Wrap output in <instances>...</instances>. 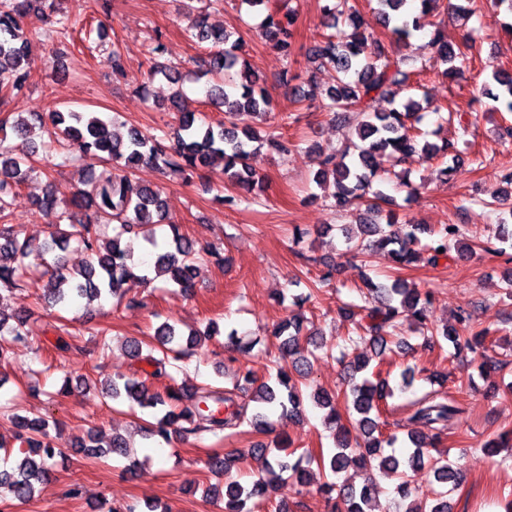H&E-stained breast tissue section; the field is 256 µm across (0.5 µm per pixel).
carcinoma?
I'll list each match as a JSON object with an SVG mask.
<instances>
[{
	"label": "carcinoma",
	"instance_id": "carcinoma-1",
	"mask_svg": "<svg viewBox=\"0 0 512 512\" xmlns=\"http://www.w3.org/2000/svg\"><path fill=\"white\" fill-rule=\"evenodd\" d=\"M436 2L376 0V5L383 23L390 28L391 37L401 42L421 30ZM347 4L348 0H324L322 13L332 33L321 35L307 50L309 61L333 73L336 83L324 89L311 79L299 94L302 101H322L327 111L339 117L346 118L351 113L359 117L354 137L343 149L318 150L316 183L333 178L334 207L362 209L358 234H346L356 257L375 248L384 249L399 269L423 260L436 266L439 261L453 257L472 259L476 251L468 244H460L461 229L457 224H443L437 229L420 224L399 226L394 214L383 215L381 204L389 200L383 185L389 181L390 170L382 163L395 167L415 155L426 159L449 157L453 166L441 169V174L446 176L462 167V159L456 142L443 139L438 144L421 138L415 122L421 119V111L430 108L429 100L410 97L398 103L392 98V88L409 83L412 71L402 68V61L392 57L382 40L361 30L357 12L348 9ZM31 8L32 0H0V91L19 93L32 77L31 39L39 41L42 34H30L23 27V19ZM265 23L273 47L286 57L293 55L292 18L288 16L283 22L268 14ZM187 37L198 43L208 42L214 48L199 65L197 79H206L211 103L224 112L222 122L213 123L202 115L183 111L178 94L168 106V111L177 113V117L167 145L150 141L135 126L128 127L122 136L112 130L114 119L95 113L55 109L46 117L36 116L33 123L17 120L11 124L8 118H0V302L6 294L15 295L27 275L41 267L52 268L50 300L55 306H67L76 300H99L107 295L127 296L129 303L134 304L136 296L132 292L149 287L161 275L169 276L182 293L189 294L194 288V271L199 259L208 255L223 261L218 253L198 245L173 224L171 241L154 254L149 265L134 263L120 243L122 235L140 231L156 247V227L168 223L166 201L159 189L145 186L135 192L131 190L129 174L135 169L152 166L190 183L202 179V171L219 160L224 165L225 179L242 190L241 200L247 201L263 183L250 166L251 156L265 144L282 156L288 155L293 147L273 131L238 123V117L248 115L264 124L271 109L270 97L260 78L239 54L241 38L231 30L208 25L204 16L190 26ZM429 46L446 65L445 75L459 79L469 69L468 54L448 46L440 31L431 33ZM158 76L172 84L183 79L176 63L151 66L149 78ZM493 79L500 93L492 95V99H505L506 109L512 112V74L496 70ZM382 99L388 100L389 107L375 109V103ZM432 112L440 121L448 122L439 109L434 108ZM9 131L20 139L19 144L4 145ZM40 131L47 134L48 142L39 146L36 137ZM41 151L50 169L81 163L84 178L81 187L71 193L69 203L89 212V220L72 224L68 230L61 228L65 212L58 211L61 203L58 191L46 192L38 203L44 212L56 218V223L32 253L15 236L9 218L15 193L32 173L33 157ZM100 159L113 161L118 173L106 181L96 179L93 161ZM112 223L118 225V231L112 239L101 240L99 225ZM422 232L429 234L424 244L419 238ZM72 244L89 256V261L76 272L69 270L58 255ZM365 287L376 305L367 309V322L357 325L355 331L372 334L370 347L376 356L406 346L398 326L409 318L428 344L442 338L458 352L485 347L490 335L488 329L467 338L452 327L440 330L429 323L426 318L429 294L405 280L398 277L386 283L368 278ZM302 330L298 317L285 319L273 328V335L279 340L278 366L268 380L259 383L251 371L238 369L231 389L209 384L187 388L164 383L171 378L169 368L190 354L198 336L210 337L213 332L184 334L175 326L163 323L151 342L132 339L125 342L129 356L153 367L149 376L159 386L152 388L144 380L119 376L107 381V394L114 401H128L157 412L158 416L149 423L146 439L159 446L171 444L175 435L184 438L202 432L218 435L237 430L245 423L253 431L263 433L268 413L279 410L300 417L309 399L323 411V423L333 432V449L319 456L323 470L334 477L352 465L365 472V479L358 486L348 482L324 484L325 492H337L338 503L334 509H339L342 503L346 512H372L377 493L373 472L382 469L395 477L393 494L398 501L412 499L403 512H451L448 495L457 488L460 473L448 462V451L424 453L419 438L409 429L406 436L413 449L405 456L394 451L385 453V449L396 447L398 436L383 434L381 405L395 391L404 393L412 387L415 369L403 370L395 389L381 377V371L369 370L370 359L358 357L347 365L344 390L315 391L307 396L305 392L311 387L310 359L317 355L301 344ZM29 336L27 314L20 311L8 314L0 306V337L3 338L0 362L8 359L10 344L24 342ZM341 405L347 411L346 420L339 410ZM463 412L459 403L449 396L428 395L418 403L409 421L429 428L435 440L440 441ZM11 421L16 428L21 457L9 467H0V509L6 512L13 502H28L34 497L37 484L48 479L56 458L62 454L52 441L50 429L56 427L53 417L43 413L13 414ZM82 448L87 460L106 465L112 455L128 456L129 445L119 434L96 430L90 432L89 443ZM251 455L262 462L261 477L250 485L228 480L209 489L213 499L224 501V512H251L246 508L247 502L269 498L273 484L284 474L303 483L306 471L302 463L312 460L309 453L296 455L291 443L283 441L272 446L257 443ZM236 460L237 456L231 452L223 455L214 452L207 458V467L219 479ZM424 468L442 484L429 502L413 498L411 478Z\"/></svg>",
	"mask_w": 512,
	"mask_h": 512
}]
</instances>
